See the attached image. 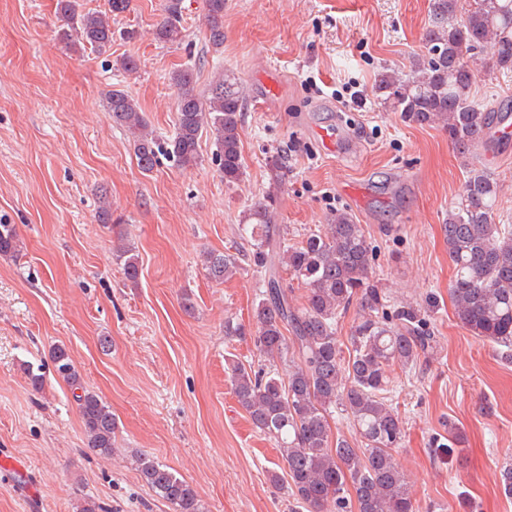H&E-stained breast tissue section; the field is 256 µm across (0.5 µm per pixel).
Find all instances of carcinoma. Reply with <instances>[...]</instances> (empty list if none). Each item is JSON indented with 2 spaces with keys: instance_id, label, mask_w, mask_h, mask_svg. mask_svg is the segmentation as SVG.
<instances>
[{
  "instance_id": "obj_1",
  "label": "carcinoma",
  "mask_w": 512,
  "mask_h": 512,
  "mask_svg": "<svg viewBox=\"0 0 512 512\" xmlns=\"http://www.w3.org/2000/svg\"><path fill=\"white\" fill-rule=\"evenodd\" d=\"M132 0H108L103 12H81L76 0H57V39L69 49L103 51L112 46V17L131 9ZM226 0H206L208 42L224 45ZM155 38L177 43L184 37L182 0H167ZM423 40L426 54L408 78L378 75L384 103L418 125L440 124L464 161L484 141L504 111L491 100L475 97V51L493 43L492 66L512 69V0H431L430 22ZM177 112L174 134L161 139L150 131L137 100L123 89L106 93L112 120L133 135L134 155L142 173L153 172L164 156L189 169L200 162L199 138L214 137L215 161L228 185L243 174L240 130L245 94L240 78L226 69L209 88L197 90L194 72H175ZM271 187L245 216L242 231L251 237L254 264L260 267V299L254 311L253 344L270 364H288V379L278 373L231 367L238 403L256 429L273 439L288 475L295 506L311 512H418V505L393 450L404 437L402 418L393 407L387 367L417 362L432 347L425 332L427 311L412 305L395 309L393 319L379 315L387 295L373 280V252L361 225L337 213L327 227L297 244L270 232L272 213L285 176L282 159L269 163ZM499 185L493 173L472 168L463 194L448 211L445 225L448 257L455 268L450 288L456 317L463 328L512 349V224L495 223ZM12 224L0 223V256L20 254ZM126 279L138 280V255L129 247L114 253ZM203 265L210 279L224 281L241 269V258L208 252ZM287 270L306 289L297 304L282 283ZM360 311L343 355L336 321L352 305ZM57 376L74 391L86 446L109 456L117 423L99 395L83 389L66 348L51 350ZM344 412L361 438L356 448L334 434L329 413ZM141 480L173 512H205L195 489L151 456H134Z\"/></svg>"
}]
</instances>
